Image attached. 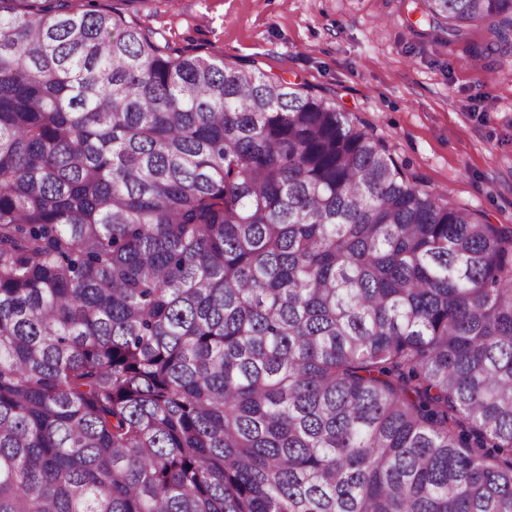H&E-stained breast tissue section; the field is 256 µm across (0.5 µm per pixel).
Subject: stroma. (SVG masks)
Segmentation results:
<instances>
[{
  "label": "stroma",
  "mask_w": 512,
  "mask_h": 512,
  "mask_svg": "<svg viewBox=\"0 0 512 512\" xmlns=\"http://www.w3.org/2000/svg\"><path fill=\"white\" fill-rule=\"evenodd\" d=\"M123 13L160 41L256 65L333 98L458 205L512 224V51L413 26L407 0H71Z\"/></svg>",
  "instance_id": "1"
}]
</instances>
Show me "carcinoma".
Here are the masks:
<instances>
[{"label":"carcinoma","mask_w":512,"mask_h":512,"mask_svg":"<svg viewBox=\"0 0 512 512\" xmlns=\"http://www.w3.org/2000/svg\"><path fill=\"white\" fill-rule=\"evenodd\" d=\"M0 512H512V225L324 94L0 0Z\"/></svg>","instance_id":"carcinoma-1"}]
</instances>
